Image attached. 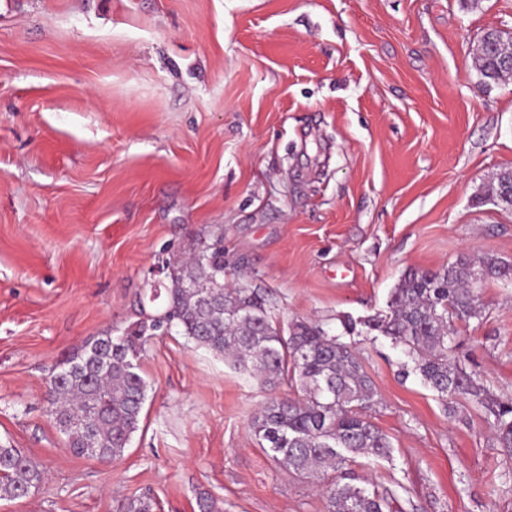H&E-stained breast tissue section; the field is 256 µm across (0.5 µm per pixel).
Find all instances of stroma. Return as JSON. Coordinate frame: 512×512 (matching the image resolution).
I'll list each match as a JSON object with an SVG mask.
<instances>
[{
  "mask_svg": "<svg viewBox=\"0 0 512 512\" xmlns=\"http://www.w3.org/2000/svg\"><path fill=\"white\" fill-rule=\"evenodd\" d=\"M512 0H0V444L46 474L0 512H326L320 477L280 466L251 423L270 395L178 329L141 354L148 399L110 465L73 455L47 412L52 365L121 335L164 262L214 239L224 283L281 324L329 334L386 313L411 269L512 263V79L481 82ZM455 321L452 364L512 400V281ZM393 445L357 485L397 512H512V456L483 408L441 398L402 347L349 336ZM489 196H493L496 201H502L506 208L502 210H512V170L504 171L497 177L496 184L492 186Z\"/></svg>",
  "mask_w": 512,
  "mask_h": 512,
  "instance_id": "stroma-1",
  "label": "stroma"
}]
</instances>
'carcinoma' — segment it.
Wrapping results in <instances>:
<instances>
[{
	"label": "carcinoma",
	"mask_w": 512,
	"mask_h": 512,
	"mask_svg": "<svg viewBox=\"0 0 512 512\" xmlns=\"http://www.w3.org/2000/svg\"><path fill=\"white\" fill-rule=\"evenodd\" d=\"M475 68L486 85L511 77L512 34L485 31ZM490 195L512 210V170L499 174ZM167 270L165 291L150 289L152 301L166 295L163 310H140L122 335L89 342L50 369L46 399L69 448L106 463L123 457L147 397L140 365L144 344L177 327L262 386H295L303 393L270 399L252 428L282 466L301 474L339 473L326 488L328 512H386L395 500L392 490L370 491L346 481L347 466L357 458L392 453L391 441L367 418L375 388L352 345L317 324L284 327L261 292L224 286L220 237ZM482 275L512 279V263L486 257ZM476 282L474 261L466 256L436 272L409 271L392 290L388 312L364 324L403 347L413 371L439 396L481 405L493 418L500 447L512 454V401L493 398L473 375L448 363L452 320L480 314ZM44 482V471L23 450L0 445V499L25 498ZM196 506L197 512H223L221 501L205 491L197 493ZM116 512H158V503L143 494L122 501Z\"/></svg>",
	"instance_id": "cac0c4a2"
}]
</instances>
